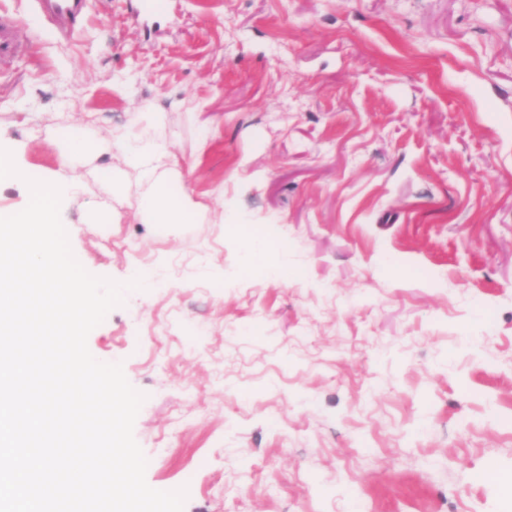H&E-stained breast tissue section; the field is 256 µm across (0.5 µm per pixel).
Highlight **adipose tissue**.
<instances>
[{"label": "adipose tissue", "mask_w": 512, "mask_h": 512, "mask_svg": "<svg viewBox=\"0 0 512 512\" xmlns=\"http://www.w3.org/2000/svg\"><path fill=\"white\" fill-rule=\"evenodd\" d=\"M113 145L145 184L144 192L133 204L142 223L185 224L201 210V203L194 200L189 189L170 192V180L182 179L183 174L165 145L144 140L129 130L116 134Z\"/></svg>", "instance_id": "ef3b65f1"}]
</instances>
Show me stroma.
Instances as JSON below:
<instances>
[{
	"label": "stroma",
	"mask_w": 512,
	"mask_h": 512,
	"mask_svg": "<svg viewBox=\"0 0 512 512\" xmlns=\"http://www.w3.org/2000/svg\"><path fill=\"white\" fill-rule=\"evenodd\" d=\"M84 3L63 36L0 0V147L38 179L76 119L99 145L60 216L91 274L149 275L87 339L146 396L148 485L184 512H512V0ZM125 129L194 169L196 223L131 219ZM238 224L273 225L290 279L252 282Z\"/></svg>",
	"instance_id": "stroma-1"
}]
</instances>
